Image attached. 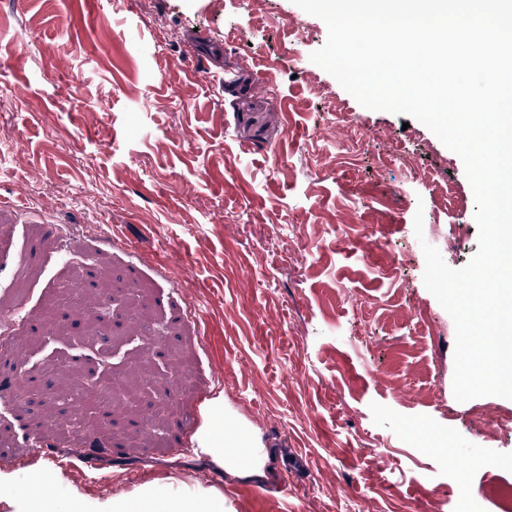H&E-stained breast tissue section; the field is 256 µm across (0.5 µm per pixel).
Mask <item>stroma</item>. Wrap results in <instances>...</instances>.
I'll return each mask as SVG.
<instances>
[{
	"mask_svg": "<svg viewBox=\"0 0 512 512\" xmlns=\"http://www.w3.org/2000/svg\"><path fill=\"white\" fill-rule=\"evenodd\" d=\"M292 0H0V469L64 512L150 485L212 487L229 512H503L512 400L453 393L455 325L422 280L416 212L478 250L461 158L408 115L362 106L310 56ZM362 139L341 155L348 126ZM73 227L66 252L50 235ZM95 265L124 274L123 336L169 326L168 397L103 452L51 427L32 449L13 387L63 347L54 307ZM223 395L270 450L264 477L192 448ZM483 466H471L472 458ZM443 485L446 495L432 489Z\"/></svg>",
	"mask_w": 512,
	"mask_h": 512,
	"instance_id": "1",
	"label": "stroma"
}]
</instances>
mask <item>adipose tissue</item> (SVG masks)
I'll list each match as a JSON object with an SVG mask.
<instances>
[{
	"mask_svg": "<svg viewBox=\"0 0 512 512\" xmlns=\"http://www.w3.org/2000/svg\"><path fill=\"white\" fill-rule=\"evenodd\" d=\"M224 398L215 396L205 406L204 422L195 433L196 453L209 459L212 466L241 478L262 475L267 466V451L257 432L247 423L225 429ZM248 449L253 463L239 461L235 448ZM93 512H227L222 493L212 490L194 498H174L145 488L130 496H115L97 502Z\"/></svg>",
	"mask_w": 512,
	"mask_h": 512,
	"instance_id": "adipose-tissue-1",
	"label": "adipose tissue"
}]
</instances>
